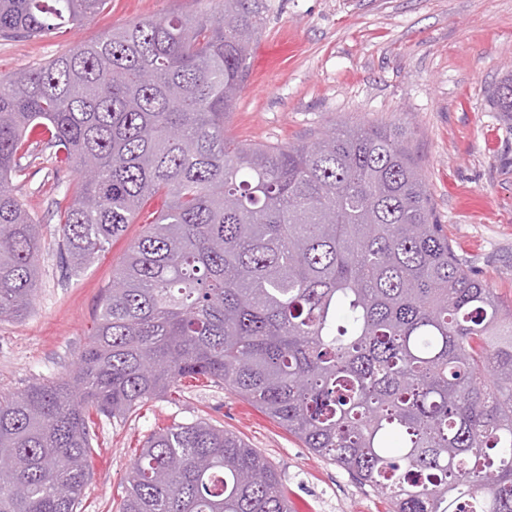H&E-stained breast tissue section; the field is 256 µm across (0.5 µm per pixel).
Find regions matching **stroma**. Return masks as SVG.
Listing matches in <instances>:
<instances>
[{
  "label": "stroma",
  "mask_w": 512,
  "mask_h": 512,
  "mask_svg": "<svg viewBox=\"0 0 512 512\" xmlns=\"http://www.w3.org/2000/svg\"><path fill=\"white\" fill-rule=\"evenodd\" d=\"M267 25L252 47L244 89L226 130L245 143H299L332 124L410 127L433 215L457 254L512 302V126L489 90L512 73V0H266ZM197 0H110L77 29L44 38H0V74L36 68L103 31ZM288 56L266 66L280 46ZM54 174L29 170L14 190L46 242L34 314L0 323V392L64 376L94 327L102 288L130 244L160 211L154 199L90 266L62 267ZM198 418L256 448L279 473L296 512H388L387 501L229 388L201 383L153 399L121 422L96 427L98 448L83 490L87 512H117L135 450L159 426Z\"/></svg>",
  "instance_id": "35a3bbf8"
}]
</instances>
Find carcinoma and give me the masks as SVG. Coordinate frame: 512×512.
Returning a JSON list of instances; mask_svg holds the SVG:
<instances>
[{
	"label": "carcinoma",
	"mask_w": 512,
	"mask_h": 512,
	"mask_svg": "<svg viewBox=\"0 0 512 512\" xmlns=\"http://www.w3.org/2000/svg\"><path fill=\"white\" fill-rule=\"evenodd\" d=\"M0 76V322L34 308L41 224L13 192L36 162L78 182L62 264L87 266L164 208L103 289L73 368L0 392V512H81L92 415L222 384L389 512H512V305L436 224L411 132L340 123L247 144L224 123L266 0H207ZM107 0H0V37L43 38ZM492 104L512 125V73ZM119 512H293L224 427L174 422L135 455Z\"/></svg>",
	"instance_id": "obj_1"
}]
</instances>
